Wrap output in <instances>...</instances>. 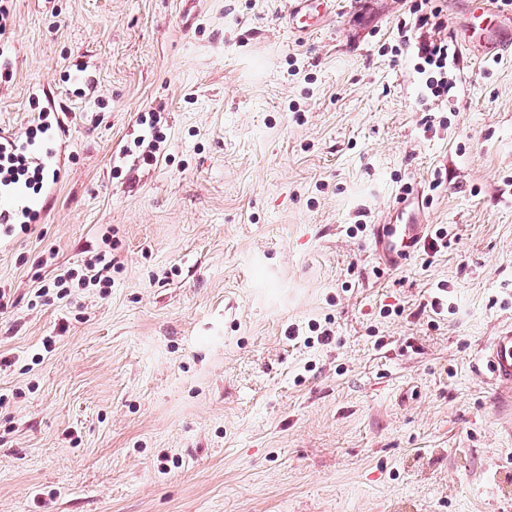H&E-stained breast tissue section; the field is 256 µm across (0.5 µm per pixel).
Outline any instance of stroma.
Returning a JSON list of instances; mask_svg holds the SVG:
<instances>
[{
    "label": "stroma",
    "instance_id": "1",
    "mask_svg": "<svg viewBox=\"0 0 512 512\" xmlns=\"http://www.w3.org/2000/svg\"><path fill=\"white\" fill-rule=\"evenodd\" d=\"M285 7L10 0L0 131L48 94L70 120L40 223L0 245V512H512L478 371L512 324V57L460 52L436 98L406 0H337L300 40ZM406 199L448 246L389 268L371 228ZM105 249L111 287L79 285Z\"/></svg>",
    "mask_w": 512,
    "mask_h": 512
}]
</instances>
